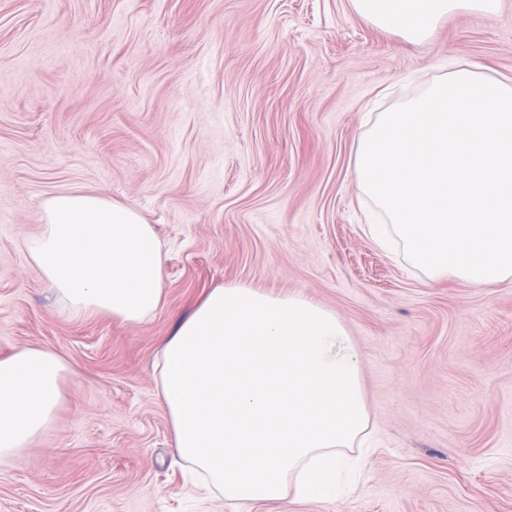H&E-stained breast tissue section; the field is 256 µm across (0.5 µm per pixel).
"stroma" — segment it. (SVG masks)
<instances>
[{
    "label": "stroma",
    "mask_w": 512,
    "mask_h": 512,
    "mask_svg": "<svg viewBox=\"0 0 512 512\" xmlns=\"http://www.w3.org/2000/svg\"><path fill=\"white\" fill-rule=\"evenodd\" d=\"M456 63L512 81V0L421 43L349 0H0V359L66 365L50 424L0 477V512H231L175 448L154 363L239 282L333 311L378 446L359 491L256 512H512V282L431 281L366 232L364 115ZM136 208L164 302L72 314L28 259L48 196Z\"/></svg>",
    "instance_id": "stroma-1"
}]
</instances>
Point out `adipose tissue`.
I'll list each match as a JSON object with an SVG mask.
<instances>
[{"mask_svg": "<svg viewBox=\"0 0 512 512\" xmlns=\"http://www.w3.org/2000/svg\"><path fill=\"white\" fill-rule=\"evenodd\" d=\"M405 40L428 38L460 9L491 18L499 0H350ZM30 262L75 314L139 323L160 307L164 256L134 207L86 193L42 204ZM65 365L27 348L0 359V459L50 418ZM178 454L233 512L346 496L371 451L358 349L335 313L298 293L230 282L179 321L155 367Z\"/></svg>", "mask_w": 512, "mask_h": 512, "instance_id": "adipose-tissue-1", "label": "adipose tissue"}]
</instances>
